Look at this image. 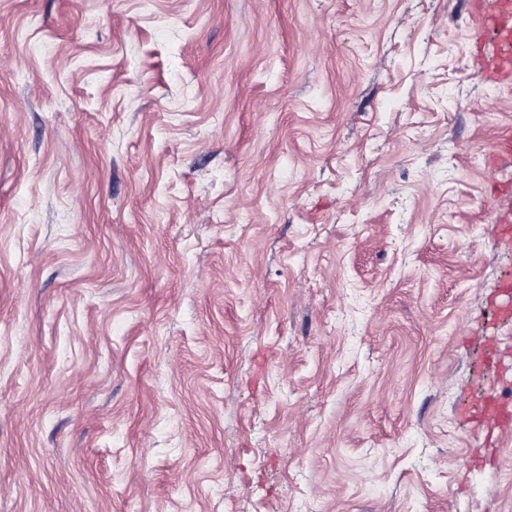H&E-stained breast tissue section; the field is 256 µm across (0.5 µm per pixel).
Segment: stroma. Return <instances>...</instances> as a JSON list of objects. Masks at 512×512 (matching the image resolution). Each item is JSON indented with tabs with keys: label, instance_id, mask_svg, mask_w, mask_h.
I'll list each match as a JSON object with an SVG mask.
<instances>
[{
	"label": "stroma",
	"instance_id": "35a3bbf8",
	"mask_svg": "<svg viewBox=\"0 0 512 512\" xmlns=\"http://www.w3.org/2000/svg\"><path fill=\"white\" fill-rule=\"evenodd\" d=\"M464 0H0V512H512V87ZM477 45L480 50L481 73L484 79L497 85H511V56L497 54L490 44L478 42Z\"/></svg>",
	"mask_w": 512,
	"mask_h": 512
}]
</instances>
